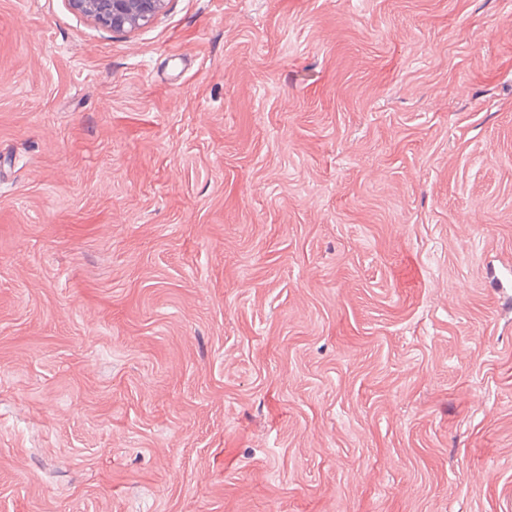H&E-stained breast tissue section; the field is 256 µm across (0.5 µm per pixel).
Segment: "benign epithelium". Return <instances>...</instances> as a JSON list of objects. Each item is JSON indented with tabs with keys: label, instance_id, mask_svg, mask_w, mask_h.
Segmentation results:
<instances>
[{
	"label": "benign epithelium",
	"instance_id": "1",
	"mask_svg": "<svg viewBox=\"0 0 512 512\" xmlns=\"http://www.w3.org/2000/svg\"><path fill=\"white\" fill-rule=\"evenodd\" d=\"M70 8L98 27L112 32H134L149 25L166 0H67Z\"/></svg>",
	"mask_w": 512,
	"mask_h": 512
}]
</instances>
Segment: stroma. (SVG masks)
Segmentation results:
<instances>
[{
	"instance_id": "35a3bbf8",
	"label": "stroma",
	"mask_w": 512,
	"mask_h": 512,
	"mask_svg": "<svg viewBox=\"0 0 512 512\" xmlns=\"http://www.w3.org/2000/svg\"><path fill=\"white\" fill-rule=\"evenodd\" d=\"M512 0H0V512H512ZM70 8L98 27L112 32H134L149 25L166 0H67Z\"/></svg>"
}]
</instances>
